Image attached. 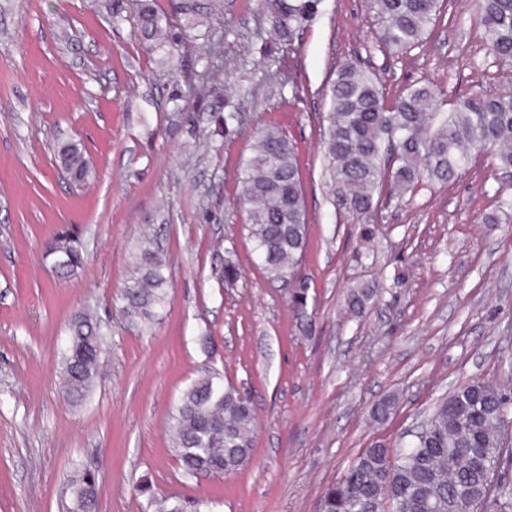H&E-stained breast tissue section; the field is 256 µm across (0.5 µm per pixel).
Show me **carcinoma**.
<instances>
[{
	"instance_id": "cac0c4a2",
	"label": "carcinoma",
	"mask_w": 512,
	"mask_h": 512,
	"mask_svg": "<svg viewBox=\"0 0 512 512\" xmlns=\"http://www.w3.org/2000/svg\"><path fill=\"white\" fill-rule=\"evenodd\" d=\"M321 0H269L273 24L284 37L304 28ZM451 0H368L384 48L408 52L430 36ZM474 11L486 50L504 65L512 63V0H475ZM164 17L154 0L138 6L142 34L163 43ZM439 93L430 84H413L388 98L373 75L354 63L336 68L329 89L326 154L335 181L348 190L351 213L369 218L375 195H396L423 181L447 184L479 154L492 152L496 165L512 170V85L484 82L440 111ZM76 183L89 167L79 146L57 148ZM239 199L249 205L247 230L258 266L268 280L289 288L292 306L306 316L308 281L300 266L307 242V218L297 150L283 131L264 125L254 133L253 154L237 176ZM58 259L62 269L80 268L83 258L63 233ZM164 261L146 243L136 272L121 293L123 312L150 321L165 301ZM377 288L348 290L346 309L360 315ZM99 323L76 313L61 353L64 383L77 401L101 378L103 350L96 349ZM387 398L372 409L386 422L395 409ZM512 388L491 377L456 387L435 409L415 438L398 448L374 439L360 449L338 481L329 485L320 512H512ZM256 418L251 403L222 378L207 374L183 392L171 416L173 447L181 472L198 478L212 467L230 475L252 456ZM68 512H97L95 473L71 477Z\"/></svg>"
}]
</instances>
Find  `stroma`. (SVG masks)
<instances>
[{"instance_id": "stroma-1", "label": "stroma", "mask_w": 512, "mask_h": 512, "mask_svg": "<svg viewBox=\"0 0 512 512\" xmlns=\"http://www.w3.org/2000/svg\"><path fill=\"white\" fill-rule=\"evenodd\" d=\"M138 4L0 0V512H64L78 466L97 475L99 512H153L134 492L145 476L156 497L204 499L208 512H318L374 437L402 441L470 378L512 381V217L487 221L512 175L483 155L452 183L383 193L363 243L324 150L334 68L357 63L390 97L427 80L448 103L512 68L486 51L474 0H454L403 54L380 47L366 0H322L289 39L265 0H156L170 21L163 51L142 36ZM267 123L298 150L304 322L258 268L238 200L237 170ZM66 140L91 162L84 183L56 165ZM64 229L84 257L73 275L47 254ZM147 237L168 279L148 333L120 311ZM367 284L377 296L347 315L348 289ZM78 312L108 333L104 376L82 402L58 362ZM208 372L249 397L253 455L189 480L170 416ZM390 396L394 416L375 422Z\"/></svg>"}]
</instances>
